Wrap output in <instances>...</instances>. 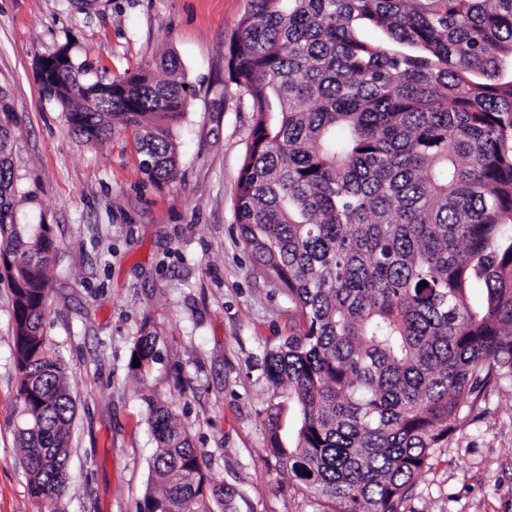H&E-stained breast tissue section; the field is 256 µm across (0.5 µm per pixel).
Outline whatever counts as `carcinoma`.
Here are the masks:
<instances>
[{
	"instance_id": "1",
	"label": "carcinoma",
	"mask_w": 512,
	"mask_h": 512,
	"mask_svg": "<svg viewBox=\"0 0 512 512\" xmlns=\"http://www.w3.org/2000/svg\"><path fill=\"white\" fill-rule=\"evenodd\" d=\"M161 66L113 79L92 107L102 79H86L87 60L44 86L88 143L132 129L158 186L178 179L174 129L192 97L177 58ZM225 68L253 112L235 222L298 315L265 357L266 447L324 512H405L464 408L512 373V0H250ZM21 120L0 88L20 450L30 496L56 512L74 403L42 330L58 244L50 225L16 220L38 198L17 185ZM158 341L146 327L134 342L135 378L160 360ZM144 403L164 490L136 512H239L171 404Z\"/></svg>"
}]
</instances>
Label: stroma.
I'll list each match as a JSON object with an SVG mask.
<instances>
[{
	"mask_svg": "<svg viewBox=\"0 0 512 512\" xmlns=\"http://www.w3.org/2000/svg\"><path fill=\"white\" fill-rule=\"evenodd\" d=\"M249 0H0V87L23 122L13 149L21 221H45L51 264L44 333L75 400L70 483L58 512H135L156 448L143 395L171 401L212 476L240 512H322L269 455L268 350L295 307L260 272L234 222L252 129L247 100L227 97L224 57ZM112 79L179 62L194 97L175 130L177 182L141 171L132 131L90 144L45 95L36 63L58 52ZM162 360L128 367L143 326ZM12 290L0 277V512H43L18 450ZM406 512H512V375L489 387L437 449Z\"/></svg>",
	"mask_w": 512,
	"mask_h": 512,
	"instance_id": "obj_1",
	"label": "stroma"
}]
</instances>
